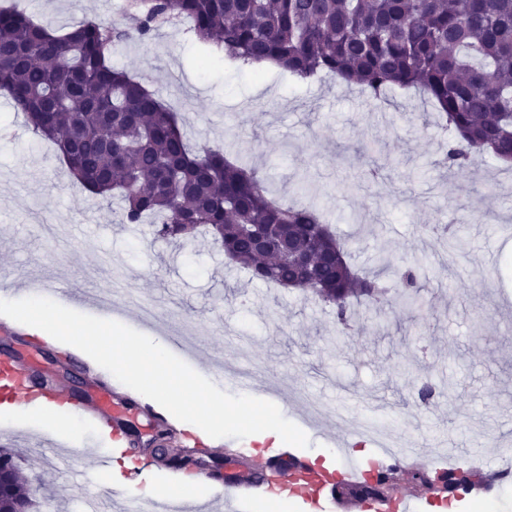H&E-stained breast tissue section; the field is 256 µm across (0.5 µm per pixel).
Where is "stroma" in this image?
Here are the masks:
<instances>
[{
    "label": "stroma",
    "instance_id": "stroma-1",
    "mask_svg": "<svg viewBox=\"0 0 512 512\" xmlns=\"http://www.w3.org/2000/svg\"><path fill=\"white\" fill-rule=\"evenodd\" d=\"M25 13L60 30L87 17L129 24L126 0H20ZM113 66L135 75L174 112L189 144L221 145L267 178L282 203L316 199L350 261L369 270L378 254L392 268L425 260L421 305H393L384 318L358 308L341 329L332 307L300 291L265 285L232 265L221 246L201 239L177 249L155 240L149 225L126 224L107 205L71 185L52 146L36 138L23 115L0 93V286L12 299L49 278L79 299H111L101 318L206 340L209 356L277 375L288 392L283 416L304 426L315 408L331 429L308 431L309 447H265L247 441L238 454L325 464L336 437L357 423L393 420L394 436L421 445L439 437L449 449L473 454L512 433V168L491 157L462 170L440 160L453 134L426 121L433 106L420 94L395 90L373 101L330 78L299 82L281 68L241 67L210 56L186 24L164 25L149 37L114 46ZM381 171L361 183L367 160ZM462 239L450 250L434 228ZM150 301L158 320L137 321ZM21 366L50 373L47 352L68 357L72 379L54 386L100 400L109 394L120 416L143 439L163 433L158 405L126 404L125 386L72 346L28 333L0 317V347ZM436 393L415 402L423 384ZM76 422L46 413L0 410V446L16 453L19 477L40 489L32 512H91L100 492L91 449L53 450ZM145 465L141 486L166 488L167 468L127 448L112 452V470ZM420 512H512V493L498 484L447 506L443 494L418 492Z\"/></svg>",
    "mask_w": 512,
    "mask_h": 512
}]
</instances>
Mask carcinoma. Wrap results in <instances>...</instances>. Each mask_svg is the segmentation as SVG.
<instances>
[{"mask_svg": "<svg viewBox=\"0 0 512 512\" xmlns=\"http://www.w3.org/2000/svg\"><path fill=\"white\" fill-rule=\"evenodd\" d=\"M145 36L173 19L241 65L271 60L306 82L332 75L374 100L422 92L454 133L443 162L461 169L474 153L512 162V0H130ZM128 30L85 18L58 32L25 12L0 9V90L33 134L55 146L89 197L122 203L123 223L152 225L183 247L206 232L256 282L309 292L351 318V300L384 312L391 293L411 305L420 267L394 272L397 288L356 274L318 208L283 207L254 167L221 148H193L176 113L124 70L112 47ZM289 239L285 253L279 242ZM341 497L384 495L374 485L336 486ZM11 453L0 450V512L30 503Z\"/></svg>", "mask_w": 512, "mask_h": 512, "instance_id": "cac0c4a2", "label": "carcinoma"}]
</instances>
